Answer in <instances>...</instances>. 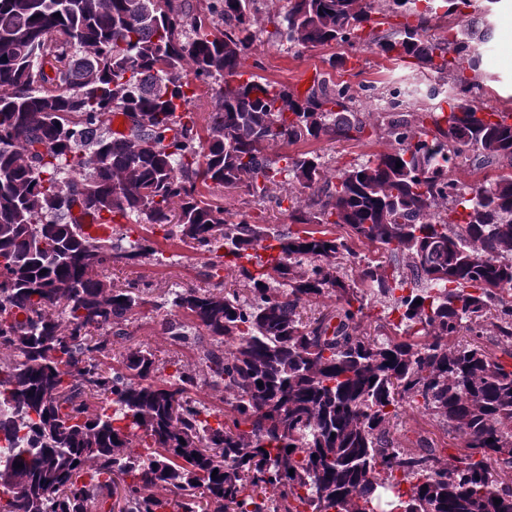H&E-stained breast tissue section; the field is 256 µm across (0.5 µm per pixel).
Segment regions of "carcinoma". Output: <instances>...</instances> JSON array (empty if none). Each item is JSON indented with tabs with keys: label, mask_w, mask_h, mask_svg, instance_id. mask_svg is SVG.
Returning a JSON list of instances; mask_svg holds the SVG:
<instances>
[{
	"label": "carcinoma",
	"mask_w": 512,
	"mask_h": 512,
	"mask_svg": "<svg viewBox=\"0 0 512 512\" xmlns=\"http://www.w3.org/2000/svg\"><path fill=\"white\" fill-rule=\"evenodd\" d=\"M204 2L0 0V348L15 353L0 363V512H512L499 480L512 471V110L482 99L486 29L427 26L461 4L483 19L497 0H393L390 16L365 0H286L277 34L291 45L455 72L440 103L379 96L397 147L334 181L312 151L265 149L360 140L349 89L320 75L303 92L242 79L257 0ZM200 84L218 99L201 127L188 110ZM470 164L498 173L465 188L454 174ZM288 181L310 191L309 210L279 194ZM212 187L304 228L234 221ZM76 209L145 235L92 238ZM159 232L208 254L207 279L229 264L241 277L165 300L187 319L168 325L173 339L210 338L203 360L232 396L226 413L195 398L192 372L163 378L149 347L115 356L98 335H125L145 305L106 264L163 262ZM352 237L385 259L358 257ZM341 257L359 259V281L340 276ZM326 294L335 311L303 315ZM371 296L404 309V326L358 334ZM493 314L498 354L474 332ZM404 403L451 426L457 455L396 448Z\"/></svg>",
	"instance_id": "1"
}]
</instances>
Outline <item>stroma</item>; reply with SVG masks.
Wrapping results in <instances>:
<instances>
[{
	"label": "stroma",
	"instance_id": "35a3bbf8",
	"mask_svg": "<svg viewBox=\"0 0 512 512\" xmlns=\"http://www.w3.org/2000/svg\"><path fill=\"white\" fill-rule=\"evenodd\" d=\"M282 9L280 0H258L254 29L257 39L243 63L244 74H257L277 85L302 90L322 74L338 84L348 86L355 106L362 112L369 128L362 140L322 138L317 141L287 146L270 143L267 153L278 157L284 153L312 151L319 154L328 178L356 163L393 150V141L380 130L376 97L381 92L398 88L406 93L426 98L430 87L447 90L451 74L433 75L410 63L393 61L370 49H346L340 45L317 47H288L275 37V25ZM490 39L482 49L481 71L485 85V99L493 106L512 107V0H498L488 17ZM212 199L231 214L248 213L279 231H287V216L264 208L262 204L233 189L215 188ZM157 248L164 254L163 262L143 258L134 263L116 261L106 274L118 288H140L145 306L127 323L132 343L148 345L156 355L165 373L184 368L197 376V397L207 405L223 408L224 393L209 383L208 370L198 357L194 344L173 342L165 332L170 319L169 309H156L169 290L190 286L204 287L208 258L196 253L178 239L166 240L155 236ZM395 443L408 452L418 451L421 441H428L441 459L456 454L459 439L455 431L446 428L437 419L410 407H403L395 421Z\"/></svg>",
	"mask_w": 512,
	"mask_h": 512
}]
</instances>
